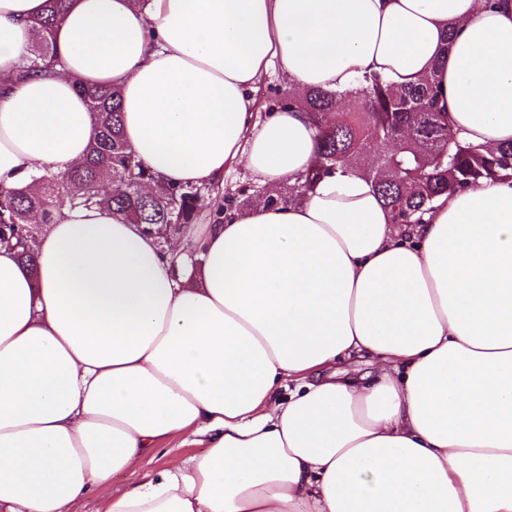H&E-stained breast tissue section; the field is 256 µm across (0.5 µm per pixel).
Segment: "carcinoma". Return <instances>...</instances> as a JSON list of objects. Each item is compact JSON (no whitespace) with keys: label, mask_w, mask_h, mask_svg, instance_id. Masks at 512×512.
Returning a JSON list of instances; mask_svg holds the SVG:
<instances>
[{"label":"carcinoma","mask_w":512,"mask_h":512,"mask_svg":"<svg viewBox=\"0 0 512 512\" xmlns=\"http://www.w3.org/2000/svg\"><path fill=\"white\" fill-rule=\"evenodd\" d=\"M69 0H48L45 16L32 22L33 65L48 76L58 63L51 30ZM97 123L84 163L60 174L43 176L40 193L0 190V241L14 242L21 261L36 268L31 242L39 225L53 224L62 206L112 208L136 224H166L177 231L197 217L202 189L158 186L126 143L117 91L108 86L78 88ZM278 106L308 114L318 131L321 165L302 183L286 184L278 200L301 199L308 185L346 166L370 179L396 224H420L433 201L443 194L477 186L484 180L512 177V143L491 151L459 140L446 113L437 106L436 76L400 86L377 75L355 89L331 92L310 89L302 98L278 94Z\"/></svg>","instance_id":"obj_1"}]
</instances>
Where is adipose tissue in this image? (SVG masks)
Segmentation results:
<instances>
[{
	"label": "adipose tissue",
	"instance_id": "obj_1",
	"mask_svg": "<svg viewBox=\"0 0 512 512\" xmlns=\"http://www.w3.org/2000/svg\"><path fill=\"white\" fill-rule=\"evenodd\" d=\"M46 0H0V189L86 157L81 85L121 94L158 183L245 164L265 196L169 248L107 209L63 206L0 242V512H79L173 438L102 512H512V178L394 224L347 168L301 202L266 195L319 162L291 94L435 73L464 142H512V0H71L51 76L20 79ZM362 360L370 383L339 378ZM179 441L180 440L178 438L172 439L171 441L164 443L160 448H174L179 444ZM203 450V448L199 447L174 448V452L171 454H165L164 450H155L144 457L135 468L129 469L122 474L112 477L110 482L99 493L88 496L86 501L82 504V511H100L102 500L106 495L119 491L128 484L137 481L145 471H153L166 466L173 455H179L184 458L190 455L199 454L203 452Z\"/></svg>",
	"mask_w": 512,
	"mask_h": 512
}]
</instances>
